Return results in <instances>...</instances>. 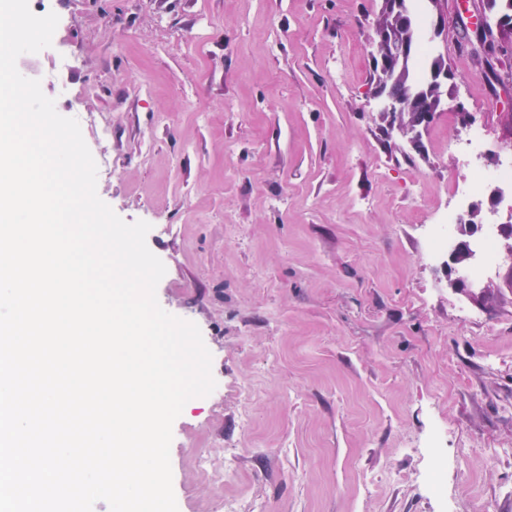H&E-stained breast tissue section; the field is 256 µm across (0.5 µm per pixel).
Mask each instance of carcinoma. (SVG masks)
Segmentation results:
<instances>
[{
  "label": "carcinoma",
  "instance_id": "1",
  "mask_svg": "<svg viewBox=\"0 0 512 512\" xmlns=\"http://www.w3.org/2000/svg\"><path fill=\"white\" fill-rule=\"evenodd\" d=\"M512 18V0H482L481 21L477 23L474 38L477 43L471 53L472 63L486 69L494 80L504 86H512V30L500 27L501 19ZM372 29H383L391 38L411 50L400 61L395 73L376 69L373 82L376 85L392 83L400 99V111L413 112L421 98L427 100L434 111H439L442 103L441 87L432 75L443 70H451L443 55L434 54L427 61H421L418 52V23L411 11L399 17L382 7L373 21Z\"/></svg>",
  "mask_w": 512,
  "mask_h": 512
}]
</instances>
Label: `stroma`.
<instances>
[{"instance_id":"obj_1","label":"stroma","mask_w":512,"mask_h":512,"mask_svg":"<svg viewBox=\"0 0 512 512\" xmlns=\"http://www.w3.org/2000/svg\"><path fill=\"white\" fill-rule=\"evenodd\" d=\"M28 3L60 21L32 57L43 93L78 120L99 197L150 224L157 300L212 354L221 394L172 427L178 512H438L436 424L449 455L481 453L448 474L455 507L512 512V263L447 287L418 229L457 172L449 113L480 115L492 166L512 92L436 38L447 97L419 140L392 136L370 107L381 0ZM439 436V430L430 433L420 446L426 460L424 485L429 495L442 502L439 512H456L448 507V453H443Z\"/></svg>"}]
</instances>
